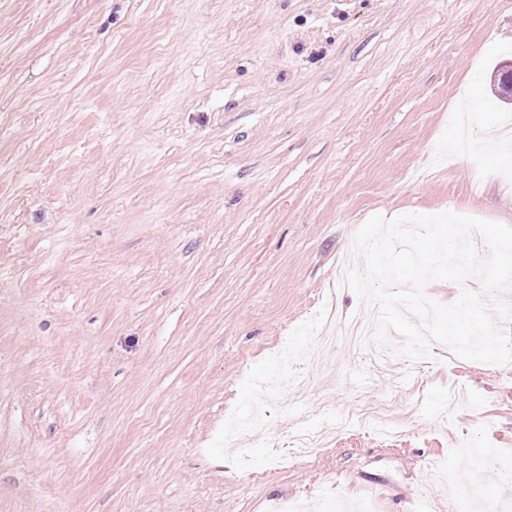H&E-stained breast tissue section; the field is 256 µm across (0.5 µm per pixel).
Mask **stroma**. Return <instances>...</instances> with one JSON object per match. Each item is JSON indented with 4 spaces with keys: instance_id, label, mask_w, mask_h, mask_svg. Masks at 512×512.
<instances>
[{
    "instance_id": "1",
    "label": "stroma",
    "mask_w": 512,
    "mask_h": 512,
    "mask_svg": "<svg viewBox=\"0 0 512 512\" xmlns=\"http://www.w3.org/2000/svg\"><path fill=\"white\" fill-rule=\"evenodd\" d=\"M510 58L512 0H0V512L512 500V364L303 331L373 215L512 227Z\"/></svg>"
}]
</instances>
